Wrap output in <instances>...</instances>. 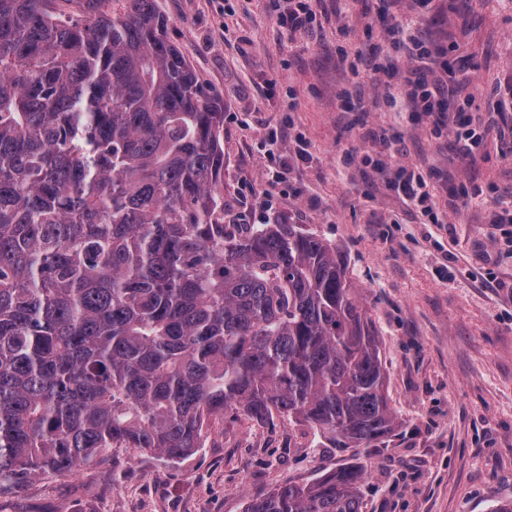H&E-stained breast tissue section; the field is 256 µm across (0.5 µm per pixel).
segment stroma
Instances as JSON below:
<instances>
[{"label":"stroma","mask_w":512,"mask_h":512,"mask_svg":"<svg viewBox=\"0 0 512 512\" xmlns=\"http://www.w3.org/2000/svg\"><path fill=\"white\" fill-rule=\"evenodd\" d=\"M155 7L224 105L225 219L255 224L270 206L346 258L399 422L385 444L359 453L364 512H493L512 501V224L489 221L512 207V0H317L312 27L293 34L289 0ZM409 21L440 49L445 87L503 106L472 155L433 117L386 103L415 65L396 32ZM273 135L284 170L269 190ZM403 165L425 178L440 223H423L385 187ZM352 456L309 425L227 414L187 458L113 448L1 493L0 512H244L249 498Z\"/></svg>","instance_id":"1"}]
</instances>
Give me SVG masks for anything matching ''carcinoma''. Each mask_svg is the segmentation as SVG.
<instances>
[{"mask_svg":"<svg viewBox=\"0 0 512 512\" xmlns=\"http://www.w3.org/2000/svg\"><path fill=\"white\" fill-rule=\"evenodd\" d=\"M0 0V491L111 448L170 461L242 412L333 447L398 421L336 244L224 223V105L154 0ZM364 466L245 512H363Z\"/></svg>","mask_w":512,"mask_h":512,"instance_id":"1","label":"carcinoma"}]
</instances>
